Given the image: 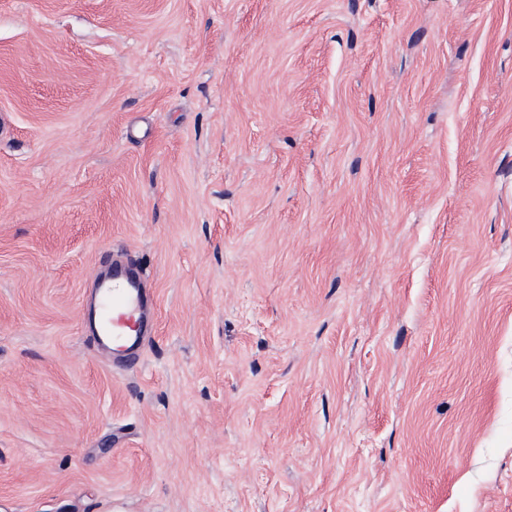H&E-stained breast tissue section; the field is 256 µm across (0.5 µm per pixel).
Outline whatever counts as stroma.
<instances>
[{
    "instance_id": "35a3bbf8",
    "label": "stroma",
    "mask_w": 512,
    "mask_h": 512,
    "mask_svg": "<svg viewBox=\"0 0 512 512\" xmlns=\"http://www.w3.org/2000/svg\"><path fill=\"white\" fill-rule=\"evenodd\" d=\"M0 512H512V0H0ZM136 272L114 266L112 276L99 283L97 291L99 341L134 351L143 341L141 308L144 296L138 282L128 276Z\"/></svg>"
}]
</instances>
